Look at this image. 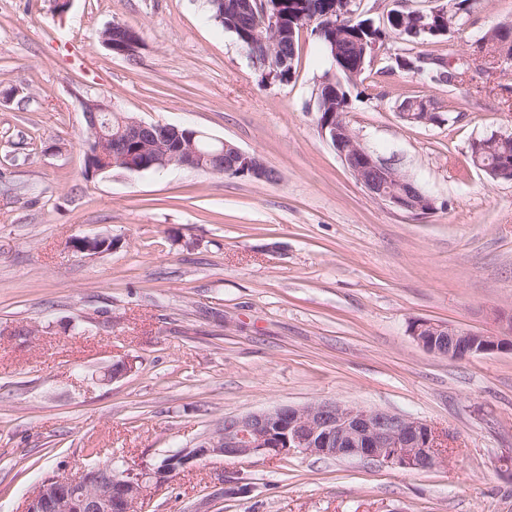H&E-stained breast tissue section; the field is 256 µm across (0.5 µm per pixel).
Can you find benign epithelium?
<instances>
[{
    "mask_svg": "<svg viewBox=\"0 0 512 512\" xmlns=\"http://www.w3.org/2000/svg\"><path fill=\"white\" fill-rule=\"evenodd\" d=\"M262 19L270 27L280 22L279 7L267 0L257 2ZM354 0H335L325 12L298 11V22L311 25L316 18L329 19L325 28L333 33L335 43L352 42L359 50L357 65L365 58H374L382 45L378 39L356 37L352 15ZM462 11L459 0L429 14L410 12L403 27L414 37L429 32L448 34L444 23L457 20ZM495 28L479 39L481 46L492 48L494 62L501 69L512 68V41L500 36ZM327 104L335 111L329 121L320 126L330 133L333 148L345 162L356 181L375 200L398 211L419 214L433 206V199L424 194L412 179L402 174L384 159L376 156L361 142L347 120L346 104L341 90L325 92ZM117 112L99 100L83 101V114L91 130L102 135L97 113ZM157 124L138 119H126L121 124L111 152H87L86 174L104 173L118 160L136 171L139 164L129 146L142 145L153 135ZM176 135H185L180 147L178 166L191 170L227 173L240 170L255 180L271 181L275 174L256 153L242 150L227 140L214 139L205 133L170 125ZM512 139V134L495 132L470 144L476 167L494 179L512 181V158L498 156V144ZM118 240L103 235L76 237L70 247L77 253L93 256L112 250ZM409 332L428 352L451 360H464L478 354L512 350V343L495 336L465 330L451 324L416 319ZM132 369L128 358L112 359L107 378L112 381L125 377ZM442 439L427 423L383 409H369L322 400L305 406L280 405L270 409L224 418V425L200 440L195 447L168 455L155 466L114 467L110 463L86 469L76 477L53 476L45 479L27 501L24 512H114L123 503L147 504L148 493L166 484L181 469L192 462L221 457L246 464L255 456L307 454L337 458H361L390 467L428 469L443 456Z\"/></svg>",
    "mask_w": 512,
    "mask_h": 512,
    "instance_id": "1",
    "label": "benign epithelium"
}]
</instances>
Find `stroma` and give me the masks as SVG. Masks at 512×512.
I'll list each match as a JSON object with an SVG mask.
<instances>
[{"label":"stroma","instance_id":"35a3bbf8","mask_svg":"<svg viewBox=\"0 0 512 512\" xmlns=\"http://www.w3.org/2000/svg\"><path fill=\"white\" fill-rule=\"evenodd\" d=\"M115 21L138 31L136 59L104 46ZM510 24L512 0H480L464 30L387 39L347 85L363 144L436 202L412 216L371 198L322 134L328 63L309 30L290 80L269 83L204 0H0V512H24L46 477L156 465L225 418L321 400L417 418L447 432L448 456L216 458L145 512H512V353L453 361L409 333L420 318L512 337V181L469 152L512 134V74L474 66L448 86L394 62L469 55ZM410 96L439 121H403ZM89 97L230 141L278 177L86 176ZM95 234L118 247L70 248ZM116 356L133 370L105 380ZM118 239L103 235H86L75 237L70 242V247L77 253L93 256L112 250L118 243Z\"/></svg>","mask_w":512,"mask_h":512}]
</instances>
